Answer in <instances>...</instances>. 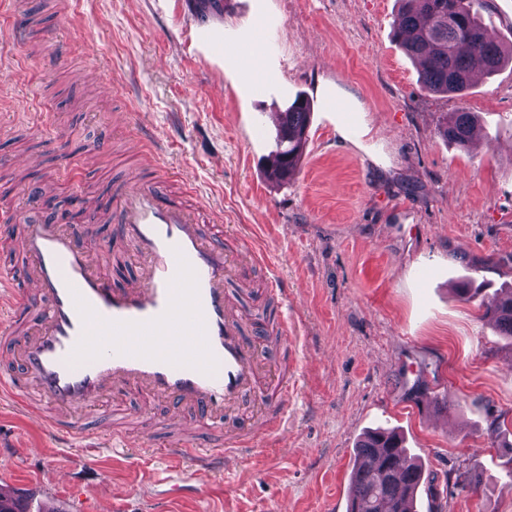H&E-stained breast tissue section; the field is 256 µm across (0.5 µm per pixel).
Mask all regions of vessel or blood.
I'll return each instance as SVG.
<instances>
[{
	"label": "vessel or blood",
	"mask_w": 512,
	"mask_h": 512,
	"mask_svg": "<svg viewBox=\"0 0 512 512\" xmlns=\"http://www.w3.org/2000/svg\"><path fill=\"white\" fill-rule=\"evenodd\" d=\"M113 213L139 257V284L113 287L78 241L50 222L30 225L24 237L35 293L0 270V306L11 316L0 352L15 363L0 369V393L23 411L39 396L53 436L67 441L87 435L72 411L116 389L164 399L210 423L213 440L206 449L175 434L156 446L197 470L223 471L225 457L249 454L258 436L285 421L288 375L271 376L259 346L278 344L288 316L279 313L273 337L265 322L248 323L229 289L241 258L225 251L223 229L200 233L198 212L170 199L165 179L119 190ZM246 404L263 415L240 417Z\"/></svg>",
	"instance_id": "obj_1"
}]
</instances>
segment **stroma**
Wrapping results in <instances>:
<instances>
[{"label":"stroma","instance_id":"1","mask_svg":"<svg viewBox=\"0 0 512 512\" xmlns=\"http://www.w3.org/2000/svg\"><path fill=\"white\" fill-rule=\"evenodd\" d=\"M195 2L0 0V176H17L0 183L16 226L0 265L30 288L27 226L67 211L113 287L128 286L131 243L81 208L169 177L223 225L225 249L266 252L269 267L238 283L249 319L272 306L268 275L288 290V419L216 477L150 450L156 420L200 429L163 400L124 391L80 414L106 435L113 409L126 417L125 441L92 450L0 396V487L28 512L44 494L100 512L93 481L71 477L81 459L123 512H346L355 448L387 428L423 464L415 512H512V345L482 317L512 286V65L476 74L463 98L434 95L393 35L398 0H224L204 19ZM262 37L245 74L237 49ZM298 98L306 143L277 183L278 116ZM461 109L479 118L466 151L438 133ZM185 478L197 495L169 496Z\"/></svg>","mask_w":512,"mask_h":512}]
</instances>
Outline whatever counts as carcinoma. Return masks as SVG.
Returning <instances> with one entry per match:
<instances>
[{"label": "carcinoma", "mask_w": 512, "mask_h": 512, "mask_svg": "<svg viewBox=\"0 0 512 512\" xmlns=\"http://www.w3.org/2000/svg\"><path fill=\"white\" fill-rule=\"evenodd\" d=\"M401 13L394 35L420 65V83L431 93L461 95L470 86L474 63L483 72L498 70L512 61L484 28L482 12L488 0H400ZM310 103L295 100L281 113L276 139L279 164L274 180L293 175L303 154L310 119ZM475 128L473 113L454 112L440 133L465 148ZM504 336L512 338V291L486 309ZM423 481L421 467L396 434L368 433L356 448L350 476L348 512H412L411 503Z\"/></svg>", "instance_id": "cac0c4a2"}]
</instances>
